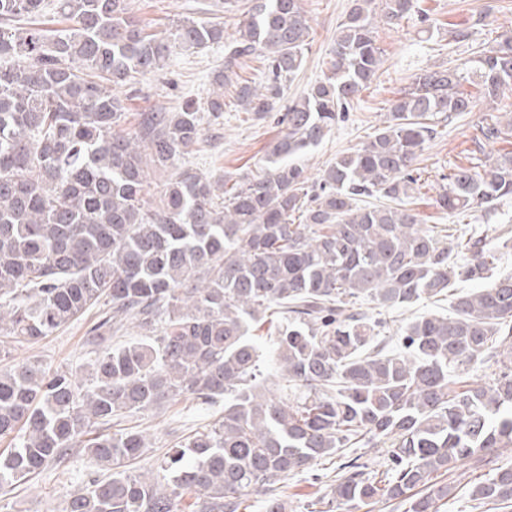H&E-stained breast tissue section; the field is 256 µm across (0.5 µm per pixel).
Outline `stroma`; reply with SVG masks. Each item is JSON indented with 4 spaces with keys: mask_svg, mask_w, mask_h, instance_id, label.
I'll list each match as a JSON object with an SVG mask.
<instances>
[{
    "mask_svg": "<svg viewBox=\"0 0 512 512\" xmlns=\"http://www.w3.org/2000/svg\"><path fill=\"white\" fill-rule=\"evenodd\" d=\"M223 2L130 0V7L135 16L150 22L153 31L166 33L186 18L232 24L234 17L225 12ZM302 6L310 20V43L300 69L283 79L282 98L263 118L244 110L236 99L237 84L243 80L260 81L265 66L259 59L243 64L237 70L236 80L224 87L222 116L205 118L203 140L183 155L182 166L214 180L257 171L269 145L285 129L281 117L288 104L322 79L337 27L350 9L351 0H302ZM418 7V12L399 25L379 26L377 43L383 51V63L369 87L342 113L323 142L306 156L304 165L310 181H318L336 156L355 149L374 135L393 100L409 86L415 74L434 65H460L474 51L491 47L499 35H512V0H418ZM452 25L467 30L468 39L449 43L448 28ZM224 62L225 49L220 43L194 53L173 55L162 70L138 79L136 94L126 102L128 124H135L138 113L148 109L173 112L186 99L206 100L213 90L212 77L223 69ZM492 114L489 105L481 101L473 112L438 122L437 134L427 142L419 160L420 187L412 197L413 208L422 223L452 221L459 229L476 231L490 241L495 240L501 226H512L510 199L491 209L474 208L452 219L435 205L454 166L466 163L473 155L512 151V133L504 141L476 146L477 129ZM95 317L91 311L39 342L15 343L10 356L39 363L49 371L62 369L85 374L94 358L86 331ZM223 413V404L205 405L185 396L132 414L121 424H108L107 430L112 433L121 426L144 430L148 446L131 470L137 474L154 472L170 448L210 428ZM335 470L332 464L318 465L289 476L277 490L287 502L286 512H310L312 503L328 493ZM488 472V467H478L470 461L452 469L446 480L454 485L455 493L443 503L441 512H500L497 506L473 501L468 495L470 481ZM101 474V468L81 449H73L63 463H48L30 481L0 490V512H62L78 488Z\"/></svg>",
    "mask_w": 512,
    "mask_h": 512,
    "instance_id": "35a3bbf8",
    "label": "stroma"
}]
</instances>
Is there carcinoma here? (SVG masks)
Instances as JSON below:
<instances>
[{"label":"carcinoma","instance_id":"carcinoma-1","mask_svg":"<svg viewBox=\"0 0 512 512\" xmlns=\"http://www.w3.org/2000/svg\"><path fill=\"white\" fill-rule=\"evenodd\" d=\"M59 29L14 28L37 18L44 0H0V338L49 336L102 302L90 330L101 344L88 378L31 362L0 364V488L81 448L107 471L74 493L64 512H247L249 496L288 476L342 458L356 445L382 446L386 469L353 457L339 464L326 512L392 503L440 512L451 487L438 480L459 462L490 464L512 448V272L493 276L495 253L476 233L444 245L409 207L413 176L432 120L496 102L512 87V36L461 67L421 70L392 103L382 128L336 157L319 184L297 162L317 146L374 79L382 63L377 23L393 27L416 0H352L339 24L324 79L284 115L285 133L259 171L231 187L186 168L203 112H224L233 65L261 57L271 77L237 86L258 116L282 93L309 45L301 0H250L227 43L219 91L206 105L142 112L120 130L125 100L114 93L162 69L170 56L224 39V26L184 20L166 35L135 17L128 0H56ZM512 129L497 120L475 141ZM175 173L151 196L149 170ZM379 196L388 206H360ZM512 199V152L482 168L457 165L435 200L453 216ZM466 255L458 265L452 251ZM476 287L454 292L456 281ZM370 297L387 309L450 300L452 313L410 319L395 347L383 322L354 308ZM131 318L145 335L111 347L115 324ZM277 331L272 394L253 327ZM487 358L492 381L462 373ZM190 394L224 416L172 448L161 473L134 475L127 463L146 447L133 428L100 427ZM475 500L512 507V468L471 490Z\"/></svg>","mask_w":512,"mask_h":512}]
</instances>
